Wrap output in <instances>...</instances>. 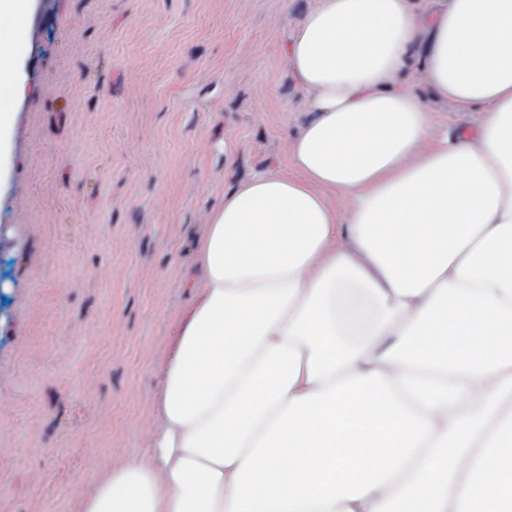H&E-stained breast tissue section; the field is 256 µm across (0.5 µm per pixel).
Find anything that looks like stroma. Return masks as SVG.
<instances>
[{"label": "stroma", "mask_w": 512, "mask_h": 512, "mask_svg": "<svg viewBox=\"0 0 512 512\" xmlns=\"http://www.w3.org/2000/svg\"><path fill=\"white\" fill-rule=\"evenodd\" d=\"M318 0H28L0 177V512H80L148 459L158 371L239 181L292 169L283 35ZM425 96L435 134L479 113Z\"/></svg>", "instance_id": "stroma-1"}]
</instances>
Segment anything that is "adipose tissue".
<instances>
[{
  "instance_id": "1",
  "label": "adipose tissue",
  "mask_w": 512,
  "mask_h": 512,
  "mask_svg": "<svg viewBox=\"0 0 512 512\" xmlns=\"http://www.w3.org/2000/svg\"><path fill=\"white\" fill-rule=\"evenodd\" d=\"M285 55L294 172L212 210L149 458L81 512H512V0H319ZM405 81L419 95L426 99L429 109L434 113L435 128L433 136L442 134L448 128L451 131L473 132L479 125L480 113L456 112L451 102L432 97L428 92L427 75L417 68H411L402 75Z\"/></svg>"
}]
</instances>
